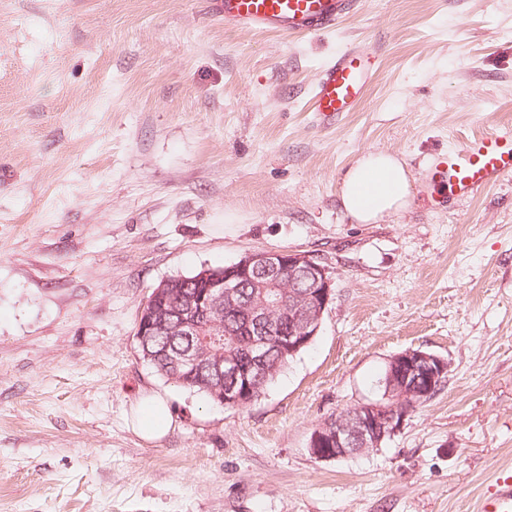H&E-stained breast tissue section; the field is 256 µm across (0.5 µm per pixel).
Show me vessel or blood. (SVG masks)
I'll list each match as a JSON object with an SVG mask.
<instances>
[{"instance_id":"obj_1","label":"vessel or blood","mask_w":512,"mask_h":512,"mask_svg":"<svg viewBox=\"0 0 512 512\" xmlns=\"http://www.w3.org/2000/svg\"><path fill=\"white\" fill-rule=\"evenodd\" d=\"M228 30L307 35L332 29L343 18L358 11L360 0H210ZM379 70L376 50L365 42H352L329 58L314 85L309 110L320 122L330 125L363 101ZM512 177V129L480 135L464 148L426 169L421 180L427 185L444 184L448 193L473 198L500 180ZM478 512H512V477L497 479L484 496Z\"/></svg>"}]
</instances>
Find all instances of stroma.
<instances>
[{
  "instance_id": "obj_1",
  "label": "stroma",
  "mask_w": 512,
  "mask_h": 512,
  "mask_svg": "<svg viewBox=\"0 0 512 512\" xmlns=\"http://www.w3.org/2000/svg\"><path fill=\"white\" fill-rule=\"evenodd\" d=\"M353 40L378 76L335 125L307 110ZM512 126V0H360L335 29L229 31L206 0H0V512H473L512 475V178L467 199L420 173ZM406 165L404 208L341 209L367 151ZM255 251L323 258L312 344L257 401L167 381L135 336L162 280ZM444 387L375 452L309 451L380 398L389 359ZM174 428L127 422L144 392ZM129 423L133 431L148 442L162 439L174 428L168 401L153 392L141 395L131 405Z\"/></svg>"
}]
</instances>
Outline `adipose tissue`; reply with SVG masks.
<instances>
[{
    "instance_id": "adipose-tissue-1",
    "label": "adipose tissue",
    "mask_w": 512,
    "mask_h": 512,
    "mask_svg": "<svg viewBox=\"0 0 512 512\" xmlns=\"http://www.w3.org/2000/svg\"><path fill=\"white\" fill-rule=\"evenodd\" d=\"M410 195L405 168L391 153L363 154L346 171L340 190L341 205L347 215L361 224H371L406 206ZM129 423L148 442L165 437L174 421L167 400L150 392L131 406Z\"/></svg>"
}]
</instances>
